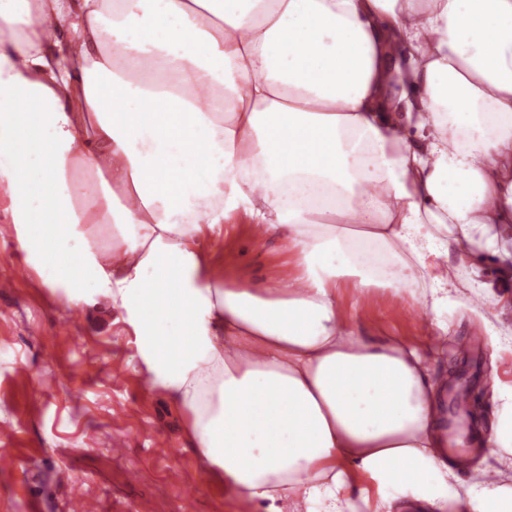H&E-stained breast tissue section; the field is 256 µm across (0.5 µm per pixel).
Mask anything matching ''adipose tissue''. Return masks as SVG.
<instances>
[{"label": "adipose tissue", "mask_w": 512, "mask_h": 512, "mask_svg": "<svg viewBox=\"0 0 512 512\" xmlns=\"http://www.w3.org/2000/svg\"><path fill=\"white\" fill-rule=\"evenodd\" d=\"M240 214L291 285L212 271ZM0 217L66 304L117 310L248 512H512V486L458 492L427 358L338 314L343 282L420 295L439 344L452 249L468 310L496 303L512 0H0ZM498 398L480 444L512 457Z\"/></svg>", "instance_id": "ef3b65f1"}]
</instances>
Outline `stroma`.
<instances>
[{
    "label": "stroma",
    "instance_id": "stroma-1",
    "mask_svg": "<svg viewBox=\"0 0 512 512\" xmlns=\"http://www.w3.org/2000/svg\"><path fill=\"white\" fill-rule=\"evenodd\" d=\"M254 225L228 224L206 250L226 279L291 284L296 257L278 237L256 240ZM454 286L448 293V332L439 347L411 302L377 289L368 308L358 307L351 283L338 289L339 310L364 336H404L424 353L449 391L468 387L471 398L447 422L449 460L470 456L458 473L460 494L481 490L483 471L512 485V465L477 446L476 433L495 422L494 388L512 386V276L490 266L484 280L500 288L486 320L465 307L473 296L470 273L448 254ZM496 336H489L488 326ZM0 512H21L23 497L46 499L49 512H65L66 488L84 480L94 512H181L185 492L194 512H246L232 505L222 481L202 470L187 439L184 414L149 389L136 360L135 338L108 301L95 308L61 304L27 270L12 227L0 223Z\"/></svg>",
    "mask_w": 512,
    "mask_h": 512
}]
</instances>
